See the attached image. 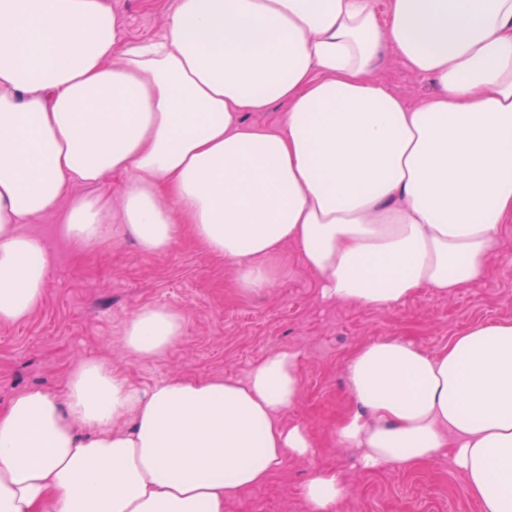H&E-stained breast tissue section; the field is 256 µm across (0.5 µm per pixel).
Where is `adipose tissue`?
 Listing matches in <instances>:
<instances>
[{"instance_id":"1","label":"adipose tissue","mask_w":512,"mask_h":512,"mask_svg":"<svg viewBox=\"0 0 512 512\" xmlns=\"http://www.w3.org/2000/svg\"><path fill=\"white\" fill-rule=\"evenodd\" d=\"M391 49L435 93L408 104L372 77ZM284 102L283 123L246 122ZM130 178L120 208L100 187ZM94 194L72 195L74 185ZM62 209L70 242L123 224L148 254L191 236L261 292L293 247L329 301L384 310L490 272L512 223V0H178L135 45L106 0H0V322L41 303L52 259L25 231ZM182 314L144 307L124 346L164 353ZM334 443L363 471L451 455L480 512H512V320L466 328L431 352L400 338L359 346ZM298 355L267 353L247 379L134 386L88 359L65 392L0 409V512H224L307 429L282 420ZM300 493L334 512L342 475Z\"/></svg>"}]
</instances>
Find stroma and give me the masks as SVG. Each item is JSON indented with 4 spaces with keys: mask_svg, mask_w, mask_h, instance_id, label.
Instances as JSON below:
<instances>
[{
    "mask_svg": "<svg viewBox=\"0 0 512 512\" xmlns=\"http://www.w3.org/2000/svg\"><path fill=\"white\" fill-rule=\"evenodd\" d=\"M123 37L134 44L158 34L177 0H108ZM375 77L392 93L416 104L435 85L385 53ZM61 214L35 218L53 255L42 304L24 321L0 322V408L18 392L38 388L62 394L68 371L100 358L146 388L169 378H245L269 351L299 355V402L284 415L304 425L315 447L305 459L286 458L264 485L244 492L225 512H310L300 487L310 472L338 471L348 495L336 512H479L461 472L448 457L409 471L358 469L352 452L336 448L332 432L347 404L346 359L359 344L397 337L436 351L464 329L512 319V223L505 226L482 281L444 296L420 290L407 302L376 310L322 299L318 276L285 248L270 288L247 294L235 284L229 262L206 255L181 238L165 254L144 253L122 225L93 251L65 241ZM167 306L185 318L182 338L151 359L129 353L122 337L139 308Z\"/></svg>",
    "mask_w": 512,
    "mask_h": 512,
    "instance_id": "stroma-1",
    "label": "stroma"
}]
</instances>
